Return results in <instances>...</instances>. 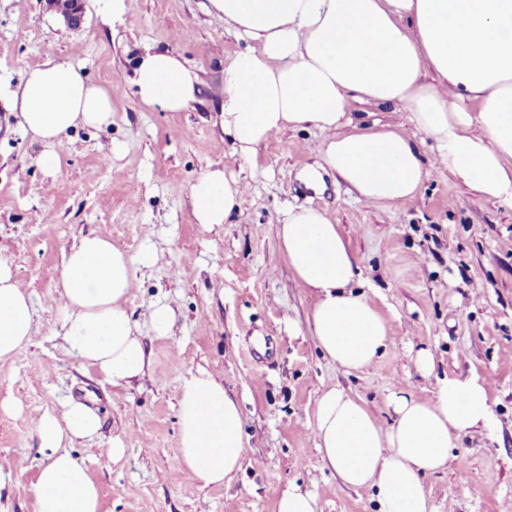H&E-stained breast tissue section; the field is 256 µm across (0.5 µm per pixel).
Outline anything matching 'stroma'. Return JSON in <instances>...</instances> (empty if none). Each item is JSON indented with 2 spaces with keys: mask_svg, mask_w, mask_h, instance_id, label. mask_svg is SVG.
<instances>
[{
  "mask_svg": "<svg viewBox=\"0 0 512 512\" xmlns=\"http://www.w3.org/2000/svg\"><path fill=\"white\" fill-rule=\"evenodd\" d=\"M46 0H0V87H16L47 58L80 65L112 98V123L79 127L56 146L54 170L43 143L0 100V262L38 309L31 344L0 362V464L16 480L0 490V512H36L32 487L41 450L34 422L81 402L101 420L97 438L75 446L100 490V512H275L294 485L319 512H375L371 494L346 487L324 466L313 432L316 403L330 387L362 399L383 427L388 398L406 391L433 399L445 377L485 379L491 428L460 436L448 469L427 475L432 512H512V206L477 197L436 162L433 142L418 148L429 171L406 204L368 205L335 173L319 188L302 173L316 162L319 130L289 129L260 148V174L230 155L211 120L223 97L224 65L247 43L224 28L208 0H131L118 30L87 0L82 30L52 22ZM164 46L201 81L196 102L172 114L139 104L130 82L136 51ZM117 155H109L112 144ZM245 180L239 208L224 224L195 223L189 186L212 166ZM325 209L360 260L365 291L392 326L386 354L362 373L322 357L308 330L313 297L278 242L288 208ZM93 233L138 255L161 256L136 272L127 303L150 359L144 375L113 386L68 356L58 337L55 285L65 253ZM175 312L169 336L143 325L146 305ZM433 356L430 376L414 359ZM205 370L241 408L242 469L204 485L178 464L177 402L183 376ZM121 439L120 459L108 453Z\"/></svg>",
  "mask_w": 512,
  "mask_h": 512,
  "instance_id": "1",
  "label": "stroma"
}]
</instances>
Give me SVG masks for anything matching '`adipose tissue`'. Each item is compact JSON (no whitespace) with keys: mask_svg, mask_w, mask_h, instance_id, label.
Segmentation results:
<instances>
[{"mask_svg":"<svg viewBox=\"0 0 512 512\" xmlns=\"http://www.w3.org/2000/svg\"><path fill=\"white\" fill-rule=\"evenodd\" d=\"M224 27L245 40L224 66L223 102L215 115L231 154L250 171L273 135L311 126L322 132L318 166L336 173L360 201L411 202L428 176L416 137L433 140L436 161L481 198L512 205V0H210ZM137 99L180 112L200 94L198 74L166 47L136 55ZM21 125L53 146L78 126L112 121V99L82 69L47 59L5 96ZM403 105L404 125L355 121L352 103ZM245 184L208 169L189 186L195 223H224ZM288 263L315 302L308 324L329 362L361 372L382 358L391 325L363 288L359 260L325 211L299 206L279 221ZM134 258L108 239L82 236L64 256L55 286L67 354L119 386L146 367L140 326L126 309ZM38 310L10 266L0 263V362L31 344ZM383 427L362 403L329 388L313 430L318 453L341 482L366 489L376 512H430L423 479L444 469L460 435L490 428L485 380L439 381L433 400L400 393ZM179 463L190 478L223 484L242 464L240 409L222 380L188 372L178 399ZM96 414L70 402L35 424L43 459L33 485L37 512H100V491L71 447L92 440Z\"/></svg>","mask_w":512,"mask_h":512,"instance_id":"obj_1","label":"adipose tissue"}]
</instances>
